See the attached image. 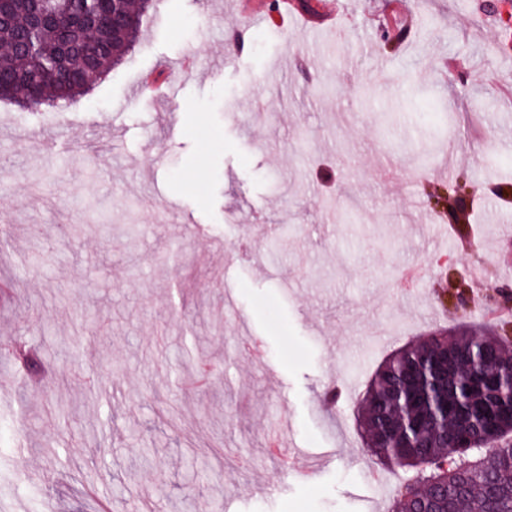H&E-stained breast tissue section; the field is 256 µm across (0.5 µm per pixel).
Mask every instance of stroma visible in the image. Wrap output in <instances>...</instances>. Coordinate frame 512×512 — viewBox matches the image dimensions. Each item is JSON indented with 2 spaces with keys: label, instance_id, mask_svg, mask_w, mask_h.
Listing matches in <instances>:
<instances>
[{
  "label": "stroma",
  "instance_id": "stroma-1",
  "mask_svg": "<svg viewBox=\"0 0 512 512\" xmlns=\"http://www.w3.org/2000/svg\"><path fill=\"white\" fill-rule=\"evenodd\" d=\"M314 2L291 28L156 0L74 107L0 104V344L36 361L0 353V512H388L407 472L365 448L374 371L512 285V53L461 0ZM148 72L171 107L136 97ZM456 186L462 224L428 205Z\"/></svg>",
  "mask_w": 512,
  "mask_h": 512
}]
</instances>
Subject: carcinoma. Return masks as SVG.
<instances>
[{
    "label": "carcinoma",
    "instance_id": "1",
    "mask_svg": "<svg viewBox=\"0 0 512 512\" xmlns=\"http://www.w3.org/2000/svg\"><path fill=\"white\" fill-rule=\"evenodd\" d=\"M142 0H0V103L68 108L122 63ZM360 425L368 451L413 471L390 512H512V345L432 333L378 368Z\"/></svg>",
    "mask_w": 512,
    "mask_h": 512
}]
</instances>
